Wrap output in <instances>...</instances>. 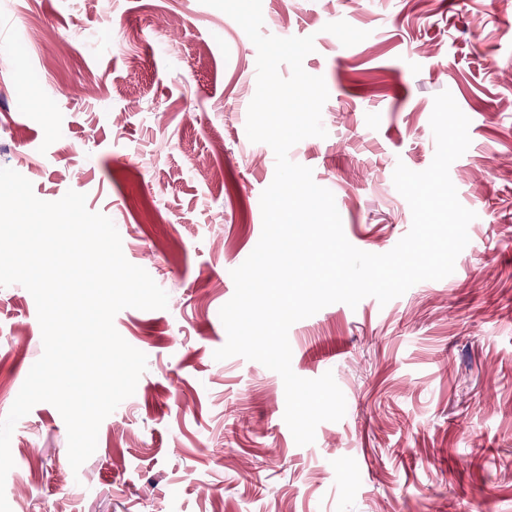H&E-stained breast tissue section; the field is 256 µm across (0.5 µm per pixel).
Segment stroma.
<instances>
[{"instance_id":"stroma-1","label":"stroma","mask_w":512,"mask_h":512,"mask_svg":"<svg viewBox=\"0 0 512 512\" xmlns=\"http://www.w3.org/2000/svg\"><path fill=\"white\" fill-rule=\"evenodd\" d=\"M262 7L264 34L315 38L303 66L325 80L327 135L289 157L333 193L347 240L382 254L409 232L393 172L431 164L447 90L470 120L449 170L469 243L444 279L290 327L293 371L332 373L346 399L297 445L281 376L213 357L275 173L246 134L255 45L201 0H0V167L44 201L85 194L169 297L116 314L147 369L79 470L52 404L19 420L11 512H512V0ZM42 353L32 295L0 287V416Z\"/></svg>"}]
</instances>
